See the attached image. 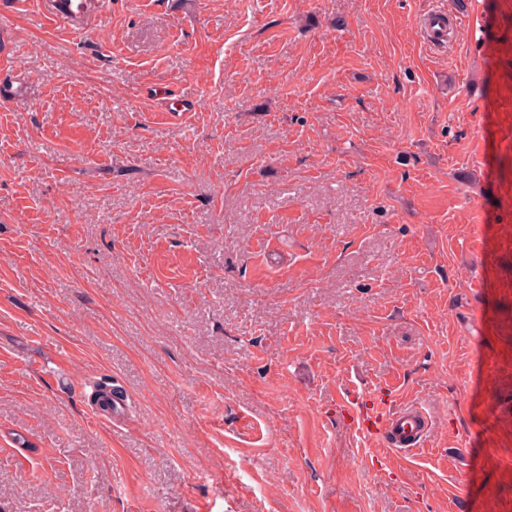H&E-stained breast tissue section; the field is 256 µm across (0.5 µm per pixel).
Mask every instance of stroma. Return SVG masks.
I'll list each match as a JSON object with an SVG mask.
<instances>
[{
    "label": "stroma",
    "mask_w": 512,
    "mask_h": 512,
    "mask_svg": "<svg viewBox=\"0 0 512 512\" xmlns=\"http://www.w3.org/2000/svg\"><path fill=\"white\" fill-rule=\"evenodd\" d=\"M0 512H512V0H0ZM103 0H51L40 1V14L51 25L64 27L77 33H86L101 13ZM389 389H355L349 406L357 407V430L366 435H378L388 446L403 453H414L425 446L430 420L417 403L395 405Z\"/></svg>",
    "instance_id": "stroma-1"
}]
</instances>
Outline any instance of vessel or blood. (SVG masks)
<instances>
[{
    "mask_svg": "<svg viewBox=\"0 0 512 512\" xmlns=\"http://www.w3.org/2000/svg\"><path fill=\"white\" fill-rule=\"evenodd\" d=\"M104 0H42L40 14L51 25L77 33L87 32L104 8ZM357 429L366 435L384 439L388 446L403 453L424 447L430 420L416 403L394 404L385 388L355 389Z\"/></svg>",
    "mask_w": 512,
    "mask_h": 512,
    "instance_id": "1",
    "label": "vessel or blood"
}]
</instances>
